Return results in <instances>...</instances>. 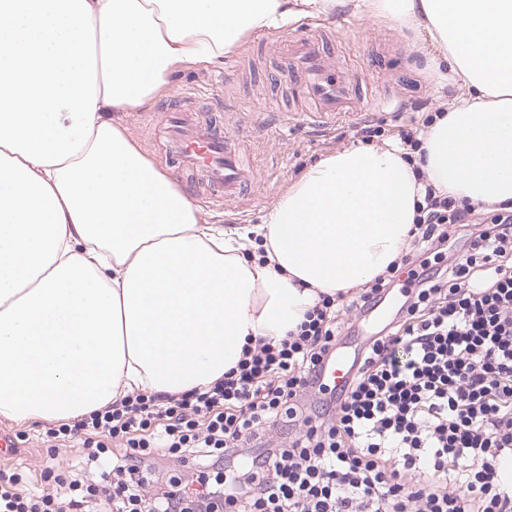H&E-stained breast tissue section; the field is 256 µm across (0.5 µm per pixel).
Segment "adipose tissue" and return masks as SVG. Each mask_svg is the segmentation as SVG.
Wrapping results in <instances>:
<instances>
[{"instance_id":"adipose-tissue-1","label":"adipose tissue","mask_w":512,"mask_h":512,"mask_svg":"<svg viewBox=\"0 0 512 512\" xmlns=\"http://www.w3.org/2000/svg\"><path fill=\"white\" fill-rule=\"evenodd\" d=\"M349 3L422 26L465 104L426 129L420 170L388 141L337 150L225 230L141 152L133 112L252 32ZM429 184L512 204V0H0V419L213 384L399 260Z\"/></svg>"}]
</instances>
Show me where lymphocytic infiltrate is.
I'll return each mask as SVG.
<instances>
[{"instance_id":"1","label":"lymphocytic infiltrate","mask_w":512,"mask_h":512,"mask_svg":"<svg viewBox=\"0 0 512 512\" xmlns=\"http://www.w3.org/2000/svg\"><path fill=\"white\" fill-rule=\"evenodd\" d=\"M414 221L409 251L351 302L375 307L398 283L399 312L320 414L302 400L342 334L327 294L212 386L141 390L48 428L54 456L82 431L75 462L36 481L0 470V512H512V206L429 186ZM284 420L299 432L281 445ZM159 454L191 462L194 481L158 482Z\"/></svg>"}]
</instances>
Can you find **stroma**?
Returning a JSON list of instances; mask_svg holds the SVG:
<instances>
[{
	"mask_svg": "<svg viewBox=\"0 0 512 512\" xmlns=\"http://www.w3.org/2000/svg\"><path fill=\"white\" fill-rule=\"evenodd\" d=\"M314 28L334 30L333 59L351 71L364 99L356 116L337 120L334 127L316 128L287 122L288 113H300L302 95H291L275 70L277 47L296 29L253 32L221 69L189 68L173 74L169 88L133 113L129 131L141 152L188 195L197 187L192 175L167 164L159 155L154 127L160 113L189 96L222 112L225 125L239 128L247 146L246 158L264 176L240 203H202L203 211L219 217L227 228L262 223L278 196L325 154L356 145L355 126L382 125L386 138L400 128L421 126L425 113L443 106L461 105L466 96L449 71L428 67L432 49L422 33L385 17L346 7L330 15L308 18ZM47 422L16 423L0 419V428L22 436L20 455L12 466L40 474L48 458Z\"/></svg>",
	"mask_w": 512,
	"mask_h": 512,
	"instance_id": "obj_1",
	"label": "stroma"
}]
</instances>
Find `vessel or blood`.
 Returning <instances> with one entry per match:
<instances>
[{"label":"vessel or blood","mask_w":512,"mask_h":512,"mask_svg":"<svg viewBox=\"0 0 512 512\" xmlns=\"http://www.w3.org/2000/svg\"><path fill=\"white\" fill-rule=\"evenodd\" d=\"M324 33L300 31L288 39L276 68L298 85L313 107L306 123L332 125L357 110V95L350 73L335 65ZM166 158L179 169L197 176L210 196L225 204L241 199L253 173L245 160L244 143L232 131H219L194 101L167 109L160 130ZM352 373L350 362L338 355L327 359L320 372L324 382L342 390Z\"/></svg>","instance_id":"vessel-or-blood-1"}]
</instances>
